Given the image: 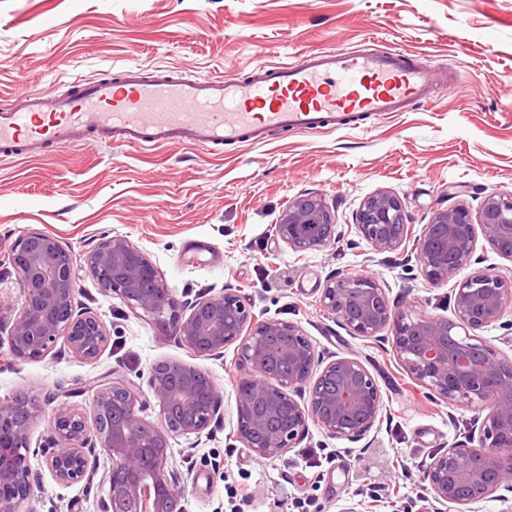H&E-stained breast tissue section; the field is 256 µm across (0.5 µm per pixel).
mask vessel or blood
<instances>
[{"label": "vessel or blood", "mask_w": 512, "mask_h": 512, "mask_svg": "<svg viewBox=\"0 0 512 512\" xmlns=\"http://www.w3.org/2000/svg\"><path fill=\"white\" fill-rule=\"evenodd\" d=\"M428 66L403 52L320 50L257 66L245 80L140 65L68 81L66 90L0 102V158L100 144L150 151L259 145L270 131H333L361 114L389 115L427 97Z\"/></svg>", "instance_id": "1"}]
</instances>
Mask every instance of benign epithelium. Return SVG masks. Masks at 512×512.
Instances as JSON below:
<instances>
[{
  "instance_id": "1",
  "label": "benign epithelium",
  "mask_w": 512,
  "mask_h": 512,
  "mask_svg": "<svg viewBox=\"0 0 512 512\" xmlns=\"http://www.w3.org/2000/svg\"><path fill=\"white\" fill-rule=\"evenodd\" d=\"M405 202L382 190L355 214L358 233L375 250L412 252L426 281L448 282L472 262L478 236L512 262V191L493 192L477 212L464 205L437 209L416 237L409 235ZM335 215L320 193L299 196L282 211L276 238L294 251L319 249L334 234ZM413 241L411 249L406 242ZM21 281L20 307L0 300L10 352L40 361L56 346L95 361L111 341L102 318L77 299V263L71 248L40 230L19 235L8 253ZM86 265L102 291L132 312H143L159 338L174 340L196 358L216 359L238 344L237 439L259 459L296 447L314 424L334 438L357 440L374 425L382 406L379 386L362 361L319 356L292 322L257 320L244 299L226 288L215 296L179 301L146 254L122 236H104ZM453 318L396 312L373 276L334 274L322 288L325 314L358 337L384 339L403 369L450 406L475 411L469 426L424 468L429 503L424 512H478L477 505L512 493V359L479 332L499 322L512 306V275L476 269L455 282ZM147 385L159 407L157 423L146 420L137 387L114 378L90 408L63 403L46 413L35 399L18 394L0 404V512L41 491L30 453H43L52 478L71 484L92 478L99 457L112 461L101 477L108 486L104 512H183V473L169 466L170 439L200 435L224 420L213 378L182 361L153 365ZM47 420L48 445L31 449L29 432Z\"/></svg>"
}]
</instances>
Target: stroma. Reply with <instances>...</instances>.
Instances as JSON below:
<instances>
[{
	"mask_svg": "<svg viewBox=\"0 0 512 512\" xmlns=\"http://www.w3.org/2000/svg\"><path fill=\"white\" fill-rule=\"evenodd\" d=\"M379 47L426 59L434 82L408 111L368 117L331 132L275 135L212 155L198 148L69 146L27 161L0 160V299L23 288L7 252L37 229L71 247L81 265L78 298L112 335L96 361L59 351L38 362L0 344V403L63 389L90 406L104 381L137 386L144 416L159 408L147 386L161 360L194 362L216 382L224 421L197 442L171 440L173 466L188 471L185 512H421L429 454L447 447L473 418L434 399L400 366L391 342L351 335L319 307L334 273L376 277L391 307L447 317L450 285L429 284L415 262L375 251L354 216L378 190L407 205L413 233L432 212L512 191V0H0V101L61 87L70 76L139 64L241 80L260 64L317 49ZM325 195L335 210L326 247L293 251L275 242L290 201ZM110 233L126 237L181 300L238 291L260 320L298 324L316 353L359 358L374 376L382 409L366 436L332 439L317 426L284 455L257 459L236 438L239 350L192 358L157 337L148 318L101 290L83 260ZM45 498L36 512H102L107 485L57 484L43 457Z\"/></svg>",
	"mask_w": 512,
	"mask_h": 512,
	"instance_id": "35a3bbf8",
	"label": "stroma"
}]
</instances>
